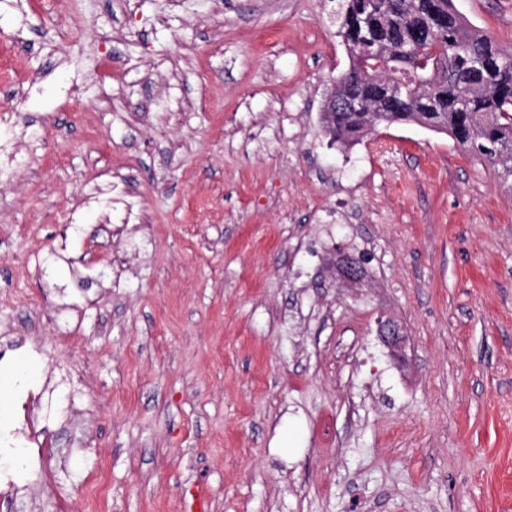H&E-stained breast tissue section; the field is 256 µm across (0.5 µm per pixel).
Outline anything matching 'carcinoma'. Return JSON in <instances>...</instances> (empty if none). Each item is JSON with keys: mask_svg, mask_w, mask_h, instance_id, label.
<instances>
[{"mask_svg": "<svg viewBox=\"0 0 512 512\" xmlns=\"http://www.w3.org/2000/svg\"><path fill=\"white\" fill-rule=\"evenodd\" d=\"M339 2L349 65L336 90L364 110L322 117L330 141L347 147L381 125L414 123L512 177V50L464 22L453 0H431L440 23L429 41L419 10L426 0Z\"/></svg>", "mask_w": 512, "mask_h": 512, "instance_id": "obj_1", "label": "carcinoma"}]
</instances>
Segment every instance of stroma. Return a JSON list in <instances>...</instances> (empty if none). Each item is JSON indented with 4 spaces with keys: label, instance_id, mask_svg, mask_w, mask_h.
I'll return each instance as SVG.
<instances>
[{
    "label": "stroma",
    "instance_id": "obj_1",
    "mask_svg": "<svg viewBox=\"0 0 512 512\" xmlns=\"http://www.w3.org/2000/svg\"><path fill=\"white\" fill-rule=\"evenodd\" d=\"M334 6L0 0V393L88 387L74 510L512 512V179L412 123L331 144ZM454 6L512 47V0Z\"/></svg>",
    "mask_w": 512,
    "mask_h": 512
}]
</instances>
